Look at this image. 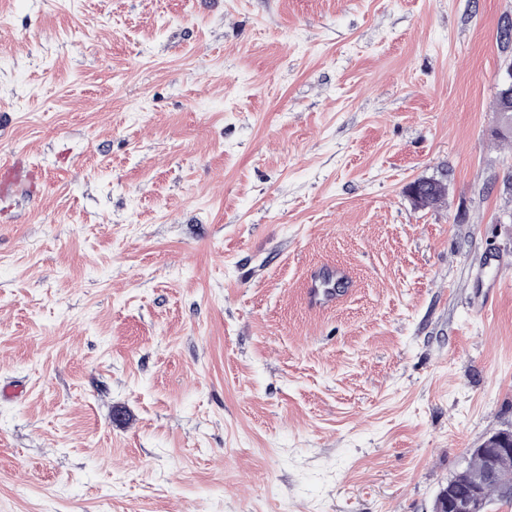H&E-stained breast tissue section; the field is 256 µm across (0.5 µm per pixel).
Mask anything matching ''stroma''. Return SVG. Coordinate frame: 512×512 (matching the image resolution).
Instances as JSON below:
<instances>
[{
    "mask_svg": "<svg viewBox=\"0 0 512 512\" xmlns=\"http://www.w3.org/2000/svg\"><path fill=\"white\" fill-rule=\"evenodd\" d=\"M506 17L0 0V512H433L512 430ZM32 172L20 161L2 162L0 165V193L17 190L29 184L33 189ZM437 180V179H435ZM438 183L436 185L429 184L425 182V180H418V196L419 200L414 198H418L416 193H413L412 198L415 204L422 208H427L434 206L435 204L442 201L447 193L446 184L441 180H437ZM346 271L337 267H322L311 278L308 295L311 304L321 307L333 304L345 284Z\"/></svg>",
    "mask_w": 512,
    "mask_h": 512,
    "instance_id": "stroma-1",
    "label": "stroma"
}]
</instances>
